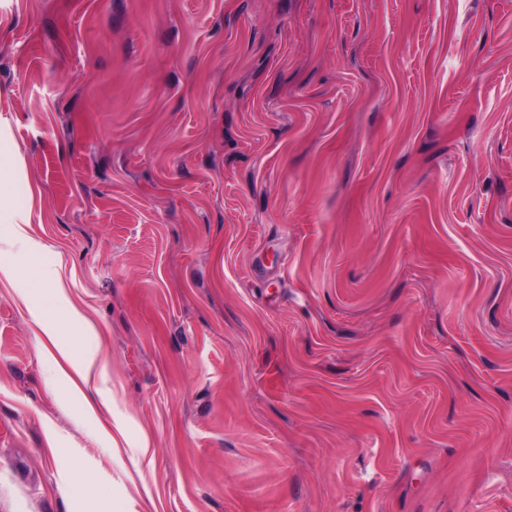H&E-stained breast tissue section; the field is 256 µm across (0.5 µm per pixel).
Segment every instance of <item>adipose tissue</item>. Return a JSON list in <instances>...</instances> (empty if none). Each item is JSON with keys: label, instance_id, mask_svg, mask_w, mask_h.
<instances>
[{"label": "adipose tissue", "instance_id": "1", "mask_svg": "<svg viewBox=\"0 0 512 512\" xmlns=\"http://www.w3.org/2000/svg\"><path fill=\"white\" fill-rule=\"evenodd\" d=\"M33 203V196H17L12 177L0 175V223L8 227L0 236V278L28 283L29 295L39 299L48 316L44 333L55 339L79 313L66 296L57 265L43 262L44 247L29 233Z\"/></svg>", "mask_w": 512, "mask_h": 512}]
</instances>
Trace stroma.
I'll return each mask as SVG.
<instances>
[{
  "instance_id": "1",
  "label": "stroma",
  "mask_w": 512,
  "mask_h": 512,
  "mask_svg": "<svg viewBox=\"0 0 512 512\" xmlns=\"http://www.w3.org/2000/svg\"><path fill=\"white\" fill-rule=\"evenodd\" d=\"M0 116V512H512V0H0ZM33 203L31 193L19 199L12 177L3 176L1 169L0 223L9 224V228L0 237V278L21 280L32 287L26 288V293L39 299L49 317L43 325L44 333L57 340L60 328L74 323L80 315L66 296L57 264L43 262L44 246L29 233ZM59 353L62 361L58 358L54 359V365L51 369L54 373L53 380L61 383H69L72 381L71 375L63 365V363H66L83 382H86L93 368L94 359L78 356L62 345L59 346Z\"/></svg>"
}]
</instances>
